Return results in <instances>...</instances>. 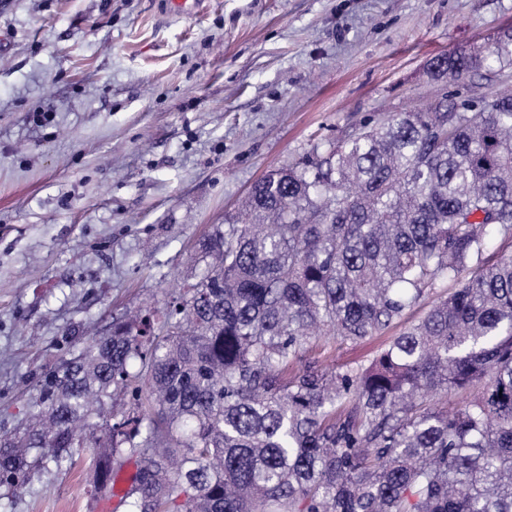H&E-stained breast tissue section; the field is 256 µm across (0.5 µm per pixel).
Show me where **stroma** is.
I'll return each instance as SVG.
<instances>
[{
  "instance_id": "stroma-1",
  "label": "stroma",
  "mask_w": 512,
  "mask_h": 512,
  "mask_svg": "<svg viewBox=\"0 0 512 512\" xmlns=\"http://www.w3.org/2000/svg\"><path fill=\"white\" fill-rule=\"evenodd\" d=\"M507 27L512 0H0V435L66 336L162 306L266 172ZM93 454L0 512H101Z\"/></svg>"
}]
</instances>
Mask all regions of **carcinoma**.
I'll return each instance as SVG.
<instances>
[{
  "label": "carcinoma",
  "mask_w": 512,
  "mask_h": 512,
  "mask_svg": "<svg viewBox=\"0 0 512 512\" xmlns=\"http://www.w3.org/2000/svg\"><path fill=\"white\" fill-rule=\"evenodd\" d=\"M429 67L496 77L512 29ZM491 231L512 242L511 90L441 89L311 144L163 307L67 339L0 435V489L89 445L96 493L139 460L129 512H512V251ZM431 296L368 362L288 377L315 335L365 342ZM447 392L468 397L437 409Z\"/></svg>",
  "instance_id": "obj_1"
}]
</instances>
